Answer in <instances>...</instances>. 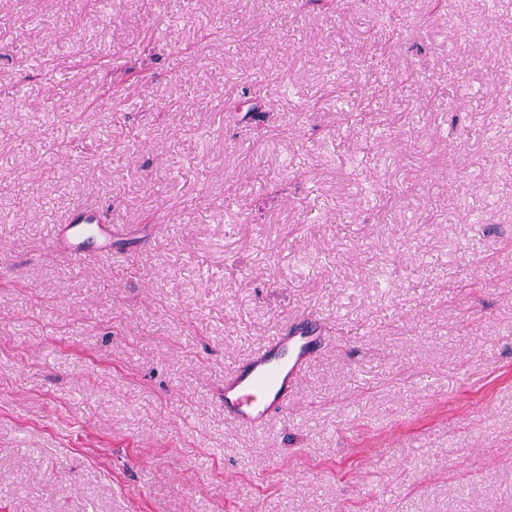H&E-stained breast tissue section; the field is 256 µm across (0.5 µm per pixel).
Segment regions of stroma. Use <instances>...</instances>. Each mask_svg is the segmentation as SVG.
<instances>
[{
	"label": "stroma",
	"mask_w": 512,
	"mask_h": 512,
	"mask_svg": "<svg viewBox=\"0 0 512 512\" xmlns=\"http://www.w3.org/2000/svg\"><path fill=\"white\" fill-rule=\"evenodd\" d=\"M506 88L512 0H0V512H512ZM112 224H101L92 209L81 210L69 224H59L58 240L63 242L75 262L90 257H102L112 262H123L126 257L113 242ZM322 322L308 314L288 327L224 380V420L268 430L288 403L308 362L326 345Z\"/></svg>",
	"instance_id": "1"
}]
</instances>
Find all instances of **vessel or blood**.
I'll list each match as a JSON object with an SVG mask.
<instances>
[{
  "instance_id": "obj_1",
  "label": "vessel or blood",
  "mask_w": 512,
  "mask_h": 512,
  "mask_svg": "<svg viewBox=\"0 0 512 512\" xmlns=\"http://www.w3.org/2000/svg\"><path fill=\"white\" fill-rule=\"evenodd\" d=\"M57 237L77 263L90 257L114 262L125 259L122 250L114 245L111 225L100 223L90 209L81 210L69 223L58 225ZM327 341L320 319L311 314L293 320L271 337L225 379V421L256 431L269 429L306 365Z\"/></svg>"
}]
</instances>
